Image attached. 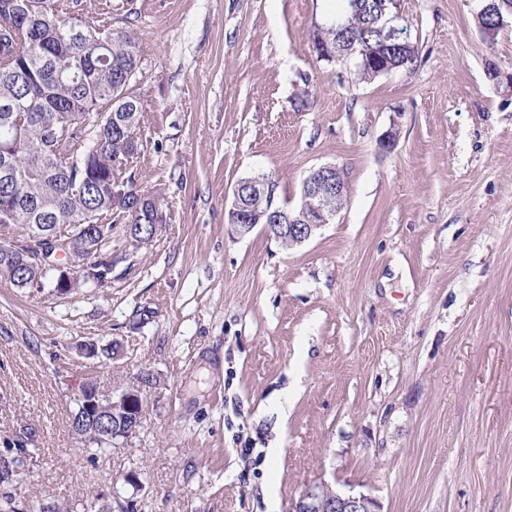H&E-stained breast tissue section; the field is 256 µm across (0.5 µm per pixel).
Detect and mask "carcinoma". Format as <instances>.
<instances>
[{
  "instance_id": "cac0c4a2",
  "label": "carcinoma",
  "mask_w": 512,
  "mask_h": 512,
  "mask_svg": "<svg viewBox=\"0 0 512 512\" xmlns=\"http://www.w3.org/2000/svg\"><path fill=\"white\" fill-rule=\"evenodd\" d=\"M385 5L338 0L331 17L340 18L342 28H315V49L383 41L377 19ZM79 7L78 0H0V162L14 161V184L0 187V227L20 228L7 243L10 250L0 247V280L19 289L42 288L47 280L58 294L72 288L38 264L48 230L74 239L72 259L91 271L82 283L103 287L119 258L112 257L113 224L102 220L113 215L136 225L137 232L127 233L136 246L151 244L167 224L159 192L138 188L132 175L114 179L135 155L141 112L140 98L121 101L126 81H135L132 71L141 66L133 24L114 30ZM481 21L485 41H494L499 19L487 10ZM75 404L69 426L77 438L100 448L128 438L129 421L105 419L93 428L83 400ZM3 454L24 466L31 455L27 439L5 441ZM22 480L21 472L0 475L6 504L13 503L9 489Z\"/></svg>"
}]
</instances>
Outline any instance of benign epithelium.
<instances>
[{"instance_id":"1","label":"benign epithelium","mask_w":512,"mask_h":512,"mask_svg":"<svg viewBox=\"0 0 512 512\" xmlns=\"http://www.w3.org/2000/svg\"><path fill=\"white\" fill-rule=\"evenodd\" d=\"M397 13L384 12L379 16L387 38L397 41L406 54L415 51V45L409 40L406 32L396 24ZM326 60L343 61L351 56L367 63L370 62L380 75H387L402 67V63L383 45H372L365 42H349L336 45V49L323 51ZM347 184L343 171L332 164H325L313 169L303 181L302 193L313 195L320 200V208L316 216L311 217L302 212L298 215L291 211L279 209L275 182L247 180V189L235 186L233 200L224 211V221L229 224L235 234L246 236L257 226L259 220L267 234L283 235L288 238V246L297 247L308 241L315 233L339 212L335 203L343 196ZM68 247L66 241H52L54 250L41 257L42 264L60 270L61 277L70 278V272L63 269L56 258L62 255L60 247ZM109 406L127 416L136 411H144L141 388L130 387L110 399ZM289 512H379L376 500L368 494H347L325 481H314L305 486L297 499L292 502Z\"/></svg>"}]
</instances>
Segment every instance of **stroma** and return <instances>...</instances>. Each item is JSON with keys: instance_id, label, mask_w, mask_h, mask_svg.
<instances>
[{"instance_id": "stroma-1", "label": "stroma", "mask_w": 512, "mask_h": 512, "mask_svg": "<svg viewBox=\"0 0 512 512\" xmlns=\"http://www.w3.org/2000/svg\"><path fill=\"white\" fill-rule=\"evenodd\" d=\"M328 5L84 0L137 31L128 171L168 224L136 249L115 223L107 287L0 282V441L32 451L17 512H288L320 479L381 512H512V88L486 71L512 73V15L490 44L483 0H400L418 61L363 82L313 48ZM324 164L348 203L304 245L225 224L239 179L294 204ZM144 371L136 435H72L85 383L109 397Z\"/></svg>"}]
</instances>
